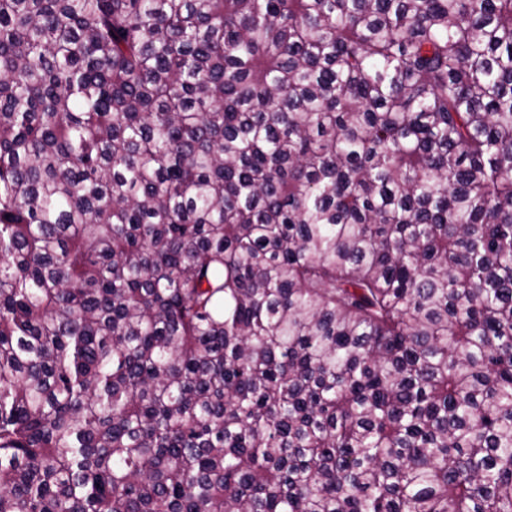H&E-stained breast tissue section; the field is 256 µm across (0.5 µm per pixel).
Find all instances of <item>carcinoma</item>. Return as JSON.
Returning a JSON list of instances; mask_svg holds the SVG:
<instances>
[{"label":"carcinoma","instance_id":"obj_1","mask_svg":"<svg viewBox=\"0 0 512 512\" xmlns=\"http://www.w3.org/2000/svg\"><path fill=\"white\" fill-rule=\"evenodd\" d=\"M0 512H512V0H0Z\"/></svg>","mask_w":512,"mask_h":512}]
</instances>
